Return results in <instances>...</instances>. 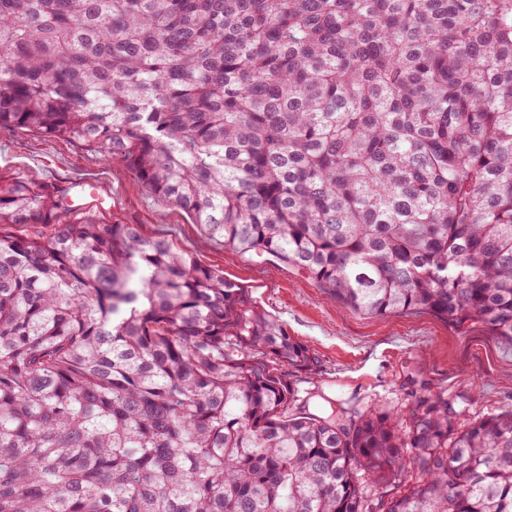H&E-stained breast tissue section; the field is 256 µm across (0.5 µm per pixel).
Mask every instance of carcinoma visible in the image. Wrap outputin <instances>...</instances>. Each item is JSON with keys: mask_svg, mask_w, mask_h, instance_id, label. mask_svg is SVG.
<instances>
[{"mask_svg": "<svg viewBox=\"0 0 512 512\" xmlns=\"http://www.w3.org/2000/svg\"><path fill=\"white\" fill-rule=\"evenodd\" d=\"M0 127L512 345V0H0ZM63 197L0 171V512H512V408L314 414L248 289Z\"/></svg>", "mask_w": 512, "mask_h": 512, "instance_id": "1", "label": "carcinoma"}]
</instances>
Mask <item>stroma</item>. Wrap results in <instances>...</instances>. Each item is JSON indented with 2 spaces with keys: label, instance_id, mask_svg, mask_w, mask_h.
<instances>
[{
  "label": "stroma",
  "instance_id": "1",
  "mask_svg": "<svg viewBox=\"0 0 512 512\" xmlns=\"http://www.w3.org/2000/svg\"><path fill=\"white\" fill-rule=\"evenodd\" d=\"M32 171L64 187L95 181L104 216L164 234L203 264L248 288L253 298L319 361L297 374L300 396L325 395L355 412L408 409L415 394L446 392L465 417L512 407V346L481 328L459 333L432 315L368 317L339 306L301 270L240 256L212 241L182 210L152 197L122 163L62 140L0 129V170Z\"/></svg>",
  "mask_w": 512,
  "mask_h": 512
}]
</instances>
